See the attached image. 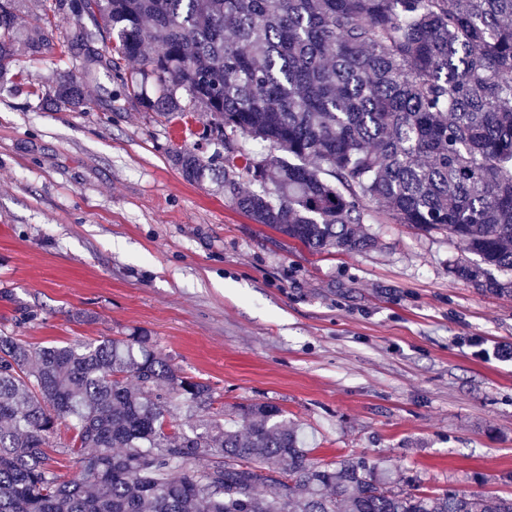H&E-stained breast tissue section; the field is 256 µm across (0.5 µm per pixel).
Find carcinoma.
<instances>
[{
    "label": "carcinoma",
    "mask_w": 512,
    "mask_h": 512,
    "mask_svg": "<svg viewBox=\"0 0 512 512\" xmlns=\"http://www.w3.org/2000/svg\"><path fill=\"white\" fill-rule=\"evenodd\" d=\"M55 5L68 6L74 42L115 41L109 77L144 111L183 122L185 94L208 114L209 156L197 143L170 151L186 180L216 183L316 253L373 248L363 225L381 209L455 243V277L512 295V0ZM14 6L0 0V75ZM51 45L46 26L24 38L32 58ZM136 58L131 84L121 61ZM50 104L84 106L80 83L61 74ZM241 177L259 190L240 193ZM177 402L209 405L211 387L149 336L33 347L0 334V512H512L511 496L423 491L366 456L317 463L304 429L267 402L240 406L244 432L219 418L169 432ZM62 424L74 432L70 480L48 453Z\"/></svg>",
    "instance_id": "cac0c4a2"
}]
</instances>
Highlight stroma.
<instances>
[{
    "mask_svg": "<svg viewBox=\"0 0 512 512\" xmlns=\"http://www.w3.org/2000/svg\"><path fill=\"white\" fill-rule=\"evenodd\" d=\"M44 60L0 90V333L35 346L139 330L213 389L183 425L252 401L313 436L315 460L391 462L426 491L512 495V296L457 279L445 236L374 213L370 252L314 253L191 183L192 134L142 111L67 11ZM87 106L47 104L60 73Z\"/></svg>",
    "mask_w": 512,
    "mask_h": 512,
    "instance_id": "35a3bbf8",
    "label": "stroma"
}]
</instances>
